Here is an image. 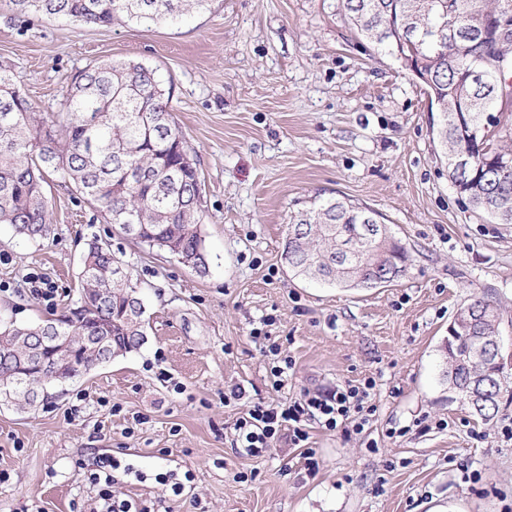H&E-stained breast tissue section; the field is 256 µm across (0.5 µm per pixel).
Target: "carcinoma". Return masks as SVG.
Returning a JSON list of instances; mask_svg holds the SVG:
<instances>
[{"mask_svg": "<svg viewBox=\"0 0 512 512\" xmlns=\"http://www.w3.org/2000/svg\"><path fill=\"white\" fill-rule=\"evenodd\" d=\"M211 0H10L20 13L63 17L110 26L114 21H177L209 7ZM349 20L382 53L398 55L403 43L415 50L428 94L440 110L432 130L446 167L462 131L484 134L488 151L477 157L479 171L459 183L458 192L475 211L500 224H512V165L489 179L487 170L512 158V107L503 97L511 86L512 38L499 47L483 39L479 12H500L512 23V0H346ZM503 65L497 83L469 84L473 69L487 61ZM64 112H37L0 69V224L27 239L50 233L44 184L50 172L69 181L108 224L133 241L163 250L204 275L209 270L201 231V181L182 132L171 120V92L156 70L133 60H107L88 66L68 86ZM366 210L320 195L289 217L282 258L293 276L339 288H376L405 275L411 255L387 224H365ZM122 264L108 245L88 244L80 271L77 307L58 319L0 323V401L33 404L51 398L44 384L18 379L48 363L53 350L29 357L37 336H64L72 347L73 380L97 365L101 341L114 353L145 340V308L131 273L125 285L113 283ZM502 318L487 294L461 306L455 334L448 336V388L471 412L494 418L503 399L512 401V372L492 352Z\"/></svg>", "mask_w": 512, "mask_h": 512, "instance_id": "cac0c4a2", "label": "carcinoma"}]
</instances>
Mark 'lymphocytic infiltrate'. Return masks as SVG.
Returning a JSON list of instances; mask_svg holds the SVG:
<instances>
[{"mask_svg":"<svg viewBox=\"0 0 512 512\" xmlns=\"http://www.w3.org/2000/svg\"><path fill=\"white\" fill-rule=\"evenodd\" d=\"M374 386V379L368 378L359 386L349 383L323 392L307 391L288 402L247 406L234 423L232 446L238 455L260 457L284 438L293 447L302 449L308 471H315V453L306 446L309 425L333 430L347 423L354 432H363L374 412L373 407L366 404ZM94 466L90 480L97 494L91 512H138L132 502L117 499L112 493L118 465L111 456L100 455Z\"/></svg>","mask_w":512,"mask_h":512,"instance_id":"obj_1","label":"lymphocytic infiltrate"}]
</instances>
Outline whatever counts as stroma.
<instances>
[{
  "mask_svg": "<svg viewBox=\"0 0 512 512\" xmlns=\"http://www.w3.org/2000/svg\"><path fill=\"white\" fill-rule=\"evenodd\" d=\"M111 59L172 88L209 271L132 242L53 176L46 238L0 224V317L65 311L93 239L131 271L146 308L139 348L37 407L0 404V512H88L87 466L103 454L121 464L116 495L149 512H512V403L481 420L449 401L443 378L448 326L473 295L491 291L512 348V224L457 194L424 86L357 33L342 0H213L181 22L108 27L0 0V67L36 111H62L72 76ZM317 195L383 216L412 255L407 274L369 290L289 274L290 213ZM261 326L267 339L253 336ZM270 340L295 362L278 392ZM367 377L375 412L362 433L310 428L315 472L284 443L235 454L232 386L268 403ZM166 472L185 480L180 496L157 482Z\"/></svg>",
  "mask_w": 512,
  "mask_h": 512,
  "instance_id": "35a3bbf8",
  "label": "stroma"
}]
</instances>
